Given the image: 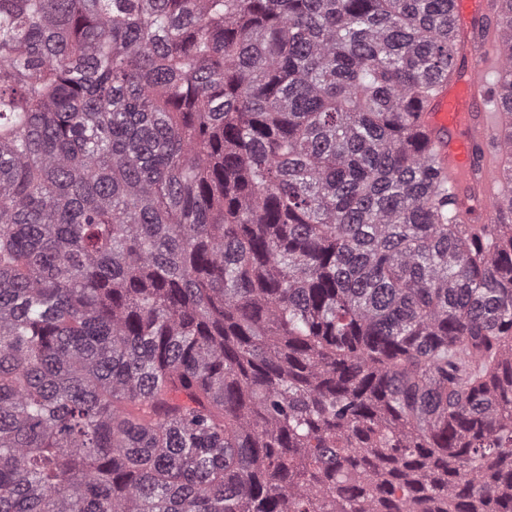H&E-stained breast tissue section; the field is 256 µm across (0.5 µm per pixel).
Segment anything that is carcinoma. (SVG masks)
<instances>
[{
	"label": "carcinoma",
	"mask_w": 512,
	"mask_h": 512,
	"mask_svg": "<svg viewBox=\"0 0 512 512\" xmlns=\"http://www.w3.org/2000/svg\"><path fill=\"white\" fill-rule=\"evenodd\" d=\"M450 2L0 0V512H512Z\"/></svg>",
	"instance_id": "cac0c4a2"
}]
</instances>
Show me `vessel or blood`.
<instances>
[{"label":"vessel or blood","instance_id":"b4317fda","mask_svg":"<svg viewBox=\"0 0 512 512\" xmlns=\"http://www.w3.org/2000/svg\"><path fill=\"white\" fill-rule=\"evenodd\" d=\"M502 0H452L456 52L466 65L442 86L422 116L425 134L448 174L463 223L493 224L504 193L502 170L511 155L503 141L512 118L486 77L504 70L493 28Z\"/></svg>","mask_w":512,"mask_h":512}]
</instances>
